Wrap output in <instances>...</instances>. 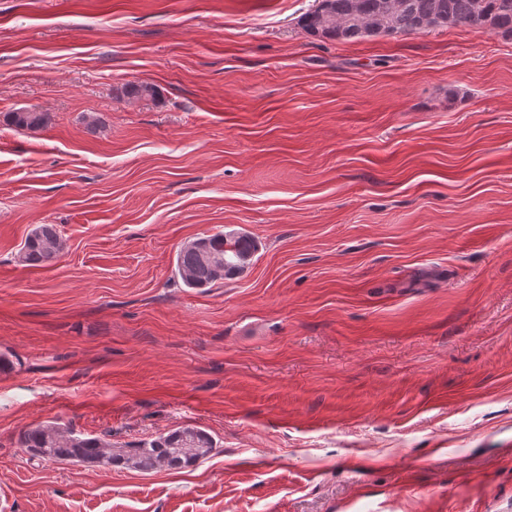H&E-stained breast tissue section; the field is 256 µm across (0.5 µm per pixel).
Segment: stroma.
<instances>
[{
    "mask_svg": "<svg viewBox=\"0 0 512 512\" xmlns=\"http://www.w3.org/2000/svg\"><path fill=\"white\" fill-rule=\"evenodd\" d=\"M315 5L0 0V512H512V37ZM39 224L64 251L23 265ZM229 230L250 267L185 287ZM44 423L216 448L61 465ZM8 120L17 128L34 131L46 128L51 122V117L46 112L33 109H19L15 112H11ZM258 244L247 234L222 231L188 241L177 253V273L188 288H204L242 274ZM18 441L22 448H28L36 456L55 462L143 472L160 467L185 469L208 459L215 449L212 436L197 427L174 430L135 448H114L101 437L76 435L56 423L39 424L25 430Z\"/></svg>",
    "mask_w": 512,
    "mask_h": 512,
    "instance_id": "35a3bbf8",
    "label": "stroma"
}]
</instances>
